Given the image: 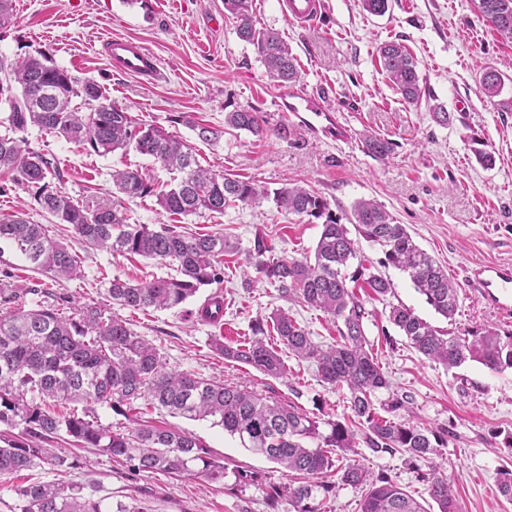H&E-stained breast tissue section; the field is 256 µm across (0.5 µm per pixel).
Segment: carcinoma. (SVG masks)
<instances>
[{
	"label": "carcinoma",
	"instance_id": "1",
	"mask_svg": "<svg viewBox=\"0 0 512 512\" xmlns=\"http://www.w3.org/2000/svg\"><path fill=\"white\" fill-rule=\"evenodd\" d=\"M483 19L501 36L512 40V0H477ZM224 11L235 19L237 37L253 46L268 78L287 86L300 73L297 60L281 34L257 26L253 0H224ZM379 60L388 79L410 102L420 98L417 64L407 48L396 41L379 48ZM505 75L487 69L481 78L483 94L494 101L502 93ZM0 98L9 104V132L0 134V176L36 189L42 211L59 224H69L89 248L114 256H140L174 267L175 274L138 283L115 276L106 281L105 294L113 304L134 310L171 309L194 297L203 286L221 281L224 254L235 250L220 232L187 234L177 226L128 224L117 205H88L61 189H48L47 180L62 181L63 172L48 154L24 147L14 136L28 127L69 141L101 156L132 145L177 174L174 184L158 190L137 170L112 171V187L127 199L153 196L169 215L224 213L230 203L245 205L272 197L276 207L294 215L324 219L314 249V261L280 258L264 235L258 233L248 250V265L277 288L281 296L297 298L307 306L340 321L339 339L321 345L294 317L278 310L251 326L252 337L236 345L216 337L215 352L226 361L247 365L267 376L286 373L281 352L311 362L319 382L330 390L347 389V419H321L298 406L264 397L243 386L188 372L166 369L157 349L139 336L125 320L96 306L66 315L55 305L27 306L35 288L0 283V302L12 309L0 314V477L23 471L48 470L57 481L30 482L15 487L17 512H147L142 505L122 503L112 510L85 487L62 479L80 465L77 456L61 455L48 447L66 436L74 445L93 448L138 473L188 476L203 483H222L233 475L247 485L257 477L245 470L227 472L193 434L151 421L112 430L74 413H57L66 403L94 402L114 412H128L144 400L157 409L191 420H212L238 436L244 446L267 456L289 477L270 486L267 505L278 512L286 500L294 512H329V494L336 485L364 488L361 512H425L421 504L392 478L375 475L357 459L358 442L375 456L401 453L421 474L429 497L439 512H458L456 497L435 463L448 447L447 433L379 414L377 393L390 382L366 350L364 322L368 311L349 283L363 280L381 297L392 293L391 280L381 272L356 268L347 277L350 261L358 258L357 240L347 225L330 213L327 202L314 190L283 183L268 191L233 176L202 166L190 148L160 127H138L128 113L107 98L93 79L80 78L53 64L46 54L19 58L0 79ZM261 116L241 110L224 116V127L263 133ZM368 153L385 159L391 143L373 133L365 135ZM349 223L364 240L382 249L383 266L406 273L434 311L453 320L457 288L448 271L425 252L405 225L398 224L378 203L357 201ZM24 255L34 269L62 286L81 278V261L69 247L48 235L45 226L20 213L0 215V242ZM389 322L425 358L448 369L472 360L493 371L512 369V331L487 329L457 336L415 315L402 304L389 305ZM276 336V344L266 337ZM327 427L324 432L321 427ZM19 434H14V430ZM316 441L312 448L307 442ZM337 478V482L330 478Z\"/></svg>",
	"mask_w": 512,
	"mask_h": 512
}]
</instances>
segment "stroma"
<instances>
[{
  "label": "stroma",
  "mask_w": 512,
  "mask_h": 512,
  "mask_svg": "<svg viewBox=\"0 0 512 512\" xmlns=\"http://www.w3.org/2000/svg\"><path fill=\"white\" fill-rule=\"evenodd\" d=\"M325 2L323 17L306 29L285 22L279 0H254L253 7L258 23L279 30L291 47L301 73L295 90L334 98L348 128L341 141L305 127L290 138L280 137L278 88L267 79L253 48L238 39L222 0H14V19L0 29V61L46 53L56 66L96 80L135 122L179 137L202 166L216 173L270 190L287 181L307 185L343 224L356 201L371 199L406 225L456 282L457 314L450 322L435 313L404 273L382 267L379 247L363 240L359 254L364 265L384 271L393 283L392 294L384 299L368 288L358 291L369 313L366 338L391 392L408 397L402 418L449 430L439 463L452 480L459 512H512V501L498 492L501 472L512 470V455L499 448L500 435L512 431V369L496 372L476 361L446 369L424 358L388 321L390 304L399 302L459 335L490 327L512 330V321L489 308L465 279L466 270L478 264L512 265V111L487 102L480 87L487 68L504 69L501 97L512 98V41L483 20L476 0H389L381 16L365 12L361 0ZM110 38L144 45L158 57L161 78L150 81L114 69L101 53ZM387 41L404 44L416 60L422 89L418 102L404 101L382 70L377 49ZM437 104L450 113L448 125L434 121ZM242 109L262 116L263 134L225 130V113ZM198 124L219 129L220 138L201 141L194 130ZM368 130L392 142L387 159L364 149L362 135ZM24 138L27 147L53 155L64 172V180H50V187H62L81 202H110L116 169L139 171L159 190L171 182L160 163L132 149L101 156L35 127ZM481 144L494 153V167L476 162L473 150ZM35 195V189L0 176V215L26 214L79 256L81 278L55 290L69 306H97L126 319L158 349L169 369L244 385L322 419L346 416L342 393L325 389L311 363L287 359L286 374L271 378L224 361L211 346L215 336L243 341L252 321L275 309L287 311L315 342L334 343L336 320L281 298L266 279L247 278L246 257L256 233L265 234L275 256L300 260L312 256L320 220L281 211L270 200L189 216L161 212L151 196L124 201L129 223L172 224L193 234L221 232L238 245L237 252L224 257L223 284L201 288L178 307L142 311L113 305L101 276L149 282L168 276V267L87 249L68 226L41 211ZM217 291L224 295V322L202 323L197 310ZM141 415L193 433L214 458L228 468L254 472L258 482L243 488L204 485L165 473L134 479L110 456L78 452L58 441L56 451L83 459L70 471L69 481L101 484L112 503L141 502L150 512H269L266 492L284 480L276 464L211 422L173 417L147 405ZM358 453L373 473L390 476L428 512H438L404 455L373 457L363 447Z\"/></svg>",
  "instance_id": "stroma-1"
}]
</instances>
